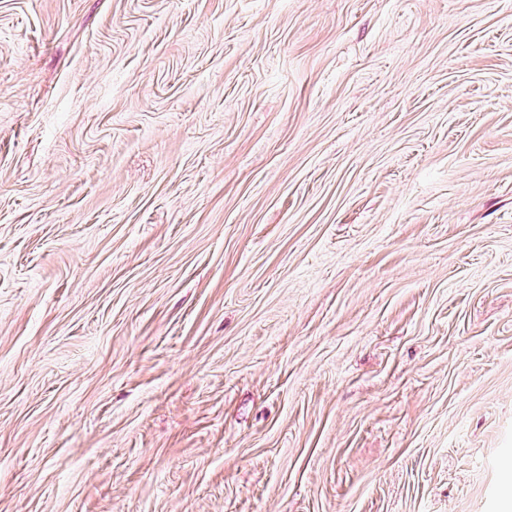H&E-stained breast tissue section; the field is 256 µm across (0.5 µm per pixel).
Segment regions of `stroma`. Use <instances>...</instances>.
Segmentation results:
<instances>
[{
	"instance_id": "35a3bbf8",
	"label": "stroma",
	"mask_w": 512,
	"mask_h": 512,
	"mask_svg": "<svg viewBox=\"0 0 512 512\" xmlns=\"http://www.w3.org/2000/svg\"><path fill=\"white\" fill-rule=\"evenodd\" d=\"M512 0H0V512H512Z\"/></svg>"
}]
</instances>
